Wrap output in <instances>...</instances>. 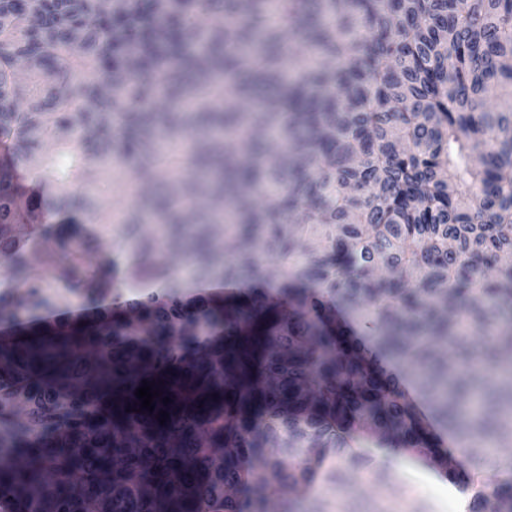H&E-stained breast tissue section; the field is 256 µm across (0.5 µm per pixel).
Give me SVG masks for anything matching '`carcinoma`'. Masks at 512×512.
Segmentation results:
<instances>
[{
	"instance_id": "cac0c4a2",
	"label": "carcinoma",
	"mask_w": 512,
	"mask_h": 512,
	"mask_svg": "<svg viewBox=\"0 0 512 512\" xmlns=\"http://www.w3.org/2000/svg\"><path fill=\"white\" fill-rule=\"evenodd\" d=\"M0 142V253L26 270L18 226L43 224L57 287L115 291L54 326L36 317L57 305L46 278L0 282L9 512H266L260 490L299 491L321 454L365 466L355 426L464 472L468 512H512V461L484 482L490 422L465 404L486 387L495 440L512 444V0H116L108 20L99 0H0ZM115 161L146 175L122 223L230 210L246 231L201 250L203 273L274 256L309 290L186 299L156 238L129 277L166 291L122 295L48 223H112ZM331 298L428 396L458 460ZM247 473L259 493L244 500Z\"/></svg>"
}]
</instances>
